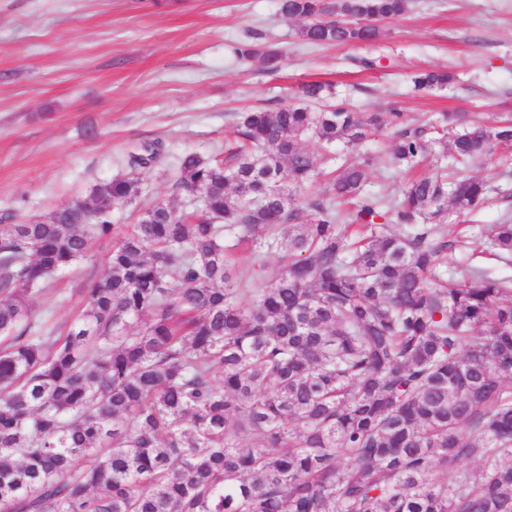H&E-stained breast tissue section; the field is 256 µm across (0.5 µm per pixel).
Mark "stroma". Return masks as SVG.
Here are the masks:
<instances>
[{"label": "stroma", "instance_id": "obj_1", "mask_svg": "<svg viewBox=\"0 0 512 512\" xmlns=\"http://www.w3.org/2000/svg\"><path fill=\"white\" fill-rule=\"evenodd\" d=\"M276 0H0V215L32 216L86 198L99 181L128 171L133 143L158 140L161 164L143 170L139 200L112 208L116 224L135 223L141 202L168 197L176 160L193 151L223 157L224 131L238 112L297 101L302 84L332 85L359 112L403 114L411 125H439L448 112L489 118L512 113V0H416L402 19L384 23L378 42L313 46ZM282 53L276 74L259 60L236 59L250 32ZM379 58L361 72L350 58ZM459 73L458 83L416 93L419 70ZM391 128L363 146L336 143V155L372 159L367 193L399 196L407 177L389 163ZM512 148L473 163L493 176L496 193L473 211L451 213L443 235L464 237L441 270L473 267L512 279V255L487 245V232L512 215ZM232 263L262 283L280 272L276 254L257 256L224 236ZM111 238L62 272L33 302L36 319L70 323L91 281L105 267Z\"/></svg>", "mask_w": 512, "mask_h": 512}]
</instances>
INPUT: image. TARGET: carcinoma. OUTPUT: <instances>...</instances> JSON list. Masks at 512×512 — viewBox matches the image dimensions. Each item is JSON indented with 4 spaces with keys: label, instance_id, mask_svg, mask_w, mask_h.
<instances>
[{
    "label": "carcinoma",
    "instance_id": "carcinoma-1",
    "mask_svg": "<svg viewBox=\"0 0 512 512\" xmlns=\"http://www.w3.org/2000/svg\"><path fill=\"white\" fill-rule=\"evenodd\" d=\"M411 7L278 0L315 45L374 42L368 19ZM236 55L279 69L256 43ZM452 80L411 78L416 91ZM330 96L310 83L296 103L239 113L226 159L184 154L169 196L135 224L112 223V206L140 196L159 142L87 198L0 224V512H512V282L436 274L457 245L441 233L448 209L472 211L488 189L464 170L512 145V117L448 115L452 180L423 173L383 201L363 193L365 157L301 209L293 190L332 160L308 137L359 144L386 122L395 168L428 147L402 113L384 121ZM226 231L255 254L283 252L276 279L242 289ZM108 236L65 334L34 319L45 283ZM488 239L511 254L512 219ZM472 458L476 479L459 470Z\"/></svg>",
    "mask_w": 512,
    "mask_h": 512
}]
</instances>
